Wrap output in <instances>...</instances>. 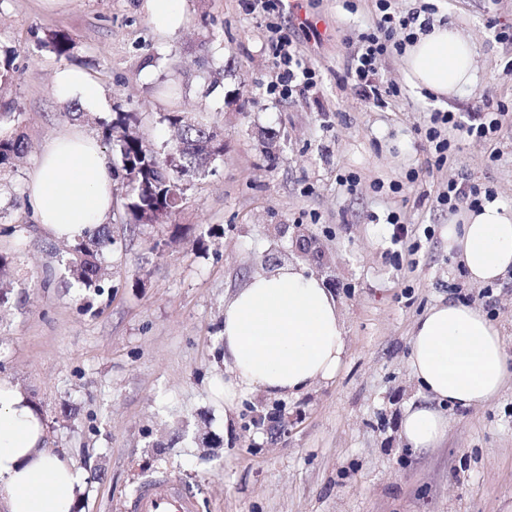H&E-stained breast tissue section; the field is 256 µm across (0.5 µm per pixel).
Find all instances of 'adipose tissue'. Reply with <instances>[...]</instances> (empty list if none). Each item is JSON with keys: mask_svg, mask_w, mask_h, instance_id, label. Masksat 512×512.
<instances>
[{"mask_svg": "<svg viewBox=\"0 0 512 512\" xmlns=\"http://www.w3.org/2000/svg\"><path fill=\"white\" fill-rule=\"evenodd\" d=\"M402 61L409 86L438 100L475 78V46L451 24L419 35ZM54 81L62 101L93 106L101 99L99 85L82 69L57 68ZM114 188L97 140L78 128L44 145L28 181L38 224L61 243L106 221ZM445 236L472 284H492L512 271V205L495 200L466 211ZM218 339L226 366L219 390L228 409L257 393L301 396L333 380L347 356L337 300L301 262L252 275L226 299ZM408 365L428 396L408 404L400 421L403 440L416 450L445 440L441 405L487 403L512 375L498 325L482 309L453 300L431 306L417 321ZM87 480V470L69 452L48 447L30 400L1 381L0 512H77Z\"/></svg>", "mask_w": 512, "mask_h": 512, "instance_id": "1", "label": "adipose tissue"}]
</instances>
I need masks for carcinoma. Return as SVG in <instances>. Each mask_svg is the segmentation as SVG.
Masks as SVG:
<instances>
[{
	"instance_id": "1",
	"label": "carcinoma",
	"mask_w": 512,
	"mask_h": 512,
	"mask_svg": "<svg viewBox=\"0 0 512 512\" xmlns=\"http://www.w3.org/2000/svg\"><path fill=\"white\" fill-rule=\"evenodd\" d=\"M47 46L60 61H72L73 41L64 31L50 34ZM172 131L168 150L161 151L135 130L136 117L118 112L111 120L99 121L105 143L118 148L126 188L128 223L145 224L161 210L178 211L188 186L208 173L211 164L224 155V134L207 123L189 121L177 112L165 116ZM25 142L19 136L0 134V171L12 167L23 155ZM116 239L109 224L65 246L60 258L64 271L80 287L102 293L112 277L106 258L114 253Z\"/></svg>"
}]
</instances>
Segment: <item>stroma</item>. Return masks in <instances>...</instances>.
Returning a JSON list of instances; mask_svg holds the SVG:
<instances>
[{"label":"stroma","mask_w":512,"mask_h":512,"mask_svg":"<svg viewBox=\"0 0 512 512\" xmlns=\"http://www.w3.org/2000/svg\"><path fill=\"white\" fill-rule=\"evenodd\" d=\"M432 2L434 22L471 34L474 83L438 104L387 54L378 76L401 95L376 108L347 75L374 0H283L299 56L317 74L316 86L288 95L271 89L279 71L246 0H183L175 32L154 26L144 0H0V59L13 53L15 68L0 101L21 114L0 131L26 143L5 175L16 194L0 197L9 212L0 253L21 255L0 313V381L36 406L49 446L88 470L79 512H126L138 486L161 475L185 484L199 512H512V381L482 406L449 410L440 447L413 452L399 432L405 406L422 399L407 359L431 305L463 290L492 313L512 354V274L488 291L469 283L443 235L456 214L436 201L449 179L466 178L512 203V128L493 147L459 138L440 169L419 134L434 110L512 102V43L490 27L512 24V0ZM56 30L102 89L76 117L53 84L60 63L45 41ZM119 112L136 113L138 132L157 145L169 113L206 121L222 130L224 155L165 223L128 230L115 196L112 288L89 296L37 224L28 174L51 137L74 127L100 137L99 120ZM341 174L357 184L339 185ZM391 212L417 228V248L392 244ZM299 233L308 252L296 249ZM296 261L338 300L345 363L300 397L257 394L225 410L216 383L224 300L252 274Z\"/></svg>","instance_id":"35a3bbf8"}]
</instances>
